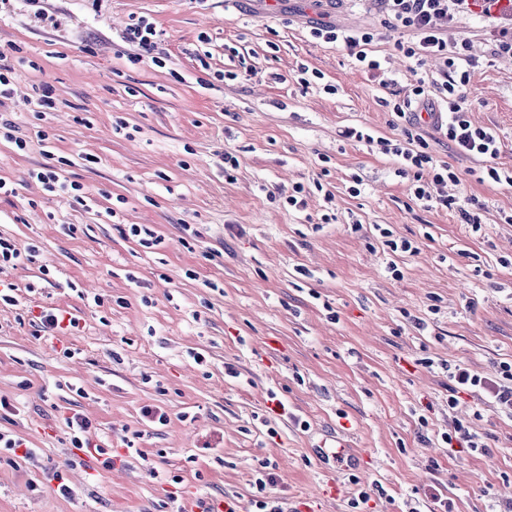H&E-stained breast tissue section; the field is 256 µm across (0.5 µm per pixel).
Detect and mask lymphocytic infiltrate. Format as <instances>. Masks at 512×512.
<instances>
[{
    "label": "lymphocytic infiltrate",
    "instance_id": "obj_1",
    "mask_svg": "<svg viewBox=\"0 0 512 512\" xmlns=\"http://www.w3.org/2000/svg\"><path fill=\"white\" fill-rule=\"evenodd\" d=\"M384 8L388 22L396 28L409 30L413 38L407 42H397L396 47L406 57L415 59L417 65L434 58L444 61L442 82L439 86L440 101L446 106L445 113H437L435 101L429 96L426 81H418L410 95L394 100L392 110L397 117L407 118L402 142L394 144L380 138L376 144L382 153L398 157L405 171L421 175L426 167H434V182L456 180L457 175L449 165H434L428 145L419 131L420 112H428L436 128L442 129L455 152L479 157L486 161L485 179L512 186V172L494 166L493 161L500 152L501 142L491 130L474 126L468 118V108L464 88L469 82L470 70L476 60L469 53L467 41L450 40L447 33L439 28V21L455 23L458 15L468 7V0H377ZM315 37L328 42H342L351 56L370 71L380 68L378 60L367 52L374 39L373 34L341 29L333 25L314 27Z\"/></svg>",
    "mask_w": 512,
    "mask_h": 512
}]
</instances>
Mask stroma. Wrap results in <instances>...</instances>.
Masks as SVG:
<instances>
[{"label": "stroma", "mask_w": 512, "mask_h": 512, "mask_svg": "<svg viewBox=\"0 0 512 512\" xmlns=\"http://www.w3.org/2000/svg\"><path fill=\"white\" fill-rule=\"evenodd\" d=\"M141 18L161 64L131 59L123 33ZM320 24L372 33L380 70L314 38ZM504 32L511 13L471 0L448 37L478 61L470 117L497 132L495 164L512 171V56L491 54ZM409 38L372 0H0V44L16 47L0 72H18L0 113L27 142L0 139V180L16 190L0 195V237L36 249L0 270L18 298L0 306V428L37 451L0 458V512H171L172 477L183 499L236 512L265 494L284 512H433L438 498L447 512H512V414L448 379L461 366L499 381L512 366V186L481 181L484 161L423 123L459 180L422 181L477 198L475 232L347 135L401 139L384 101L416 82L395 47ZM40 88L57 108L39 120ZM51 156L69 159L90 206L32 179ZM296 191L304 207L289 206ZM132 224L162 244L141 247ZM403 239L412 251H392ZM39 306L80 315L79 331L40 339ZM146 405L167 425L146 422ZM76 411L118 452L112 469L73 463ZM458 423L482 449L448 447ZM337 441L347 452L324 460ZM58 472L72 496L56 493Z\"/></svg>", "instance_id": "1"}]
</instances>
